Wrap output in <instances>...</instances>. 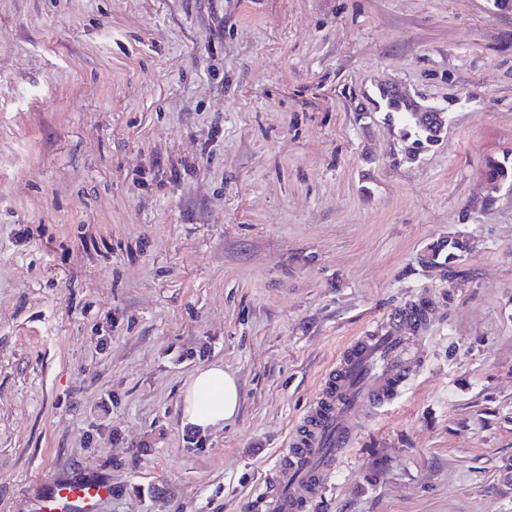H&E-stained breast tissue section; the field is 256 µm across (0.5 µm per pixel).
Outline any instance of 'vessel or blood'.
<instances>
[{
    "mask_svg": "<svg viewBox=\"0 0 512 512\" xmlns=\"http://www.w3.org/2000/svg\"><path fill=\"white\" fill-rule=\"evenodd\" d=\"M418 312L417 301L407 302L350 343L336 369L321 381L289 437L287 453L250 499V507L257 512H306L321 497L355 442L356 418L399 395L417 365L419 356L408 334ZM111 493L110 485L96 479H51L43 482L34 512H98Z\"/></svg>",
    "mask_w": 512,
    "mask_h": 512,
    "instance_id": "obj_1",
    "label": "vessel or blood"
}]
</instances>
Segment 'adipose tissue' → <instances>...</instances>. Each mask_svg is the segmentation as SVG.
<instances>
[{"label": "adipose tissue", "mask_w": 512, "mask_h": 512, "mask_svg": "<svg viewBox=\"0 0 512 512\" xmlns=\"http://www.w3.org/2000/svg\"><path fill=\"white\" fill-rule=\"evenodd\" d=\"M239 406L237 380L220 364L197 370L183 391V420L203 432L232 419Z\"/></svg>", "instance_id": "obj_1"}]
</instances>
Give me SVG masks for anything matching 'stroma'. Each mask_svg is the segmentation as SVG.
<instances>
[{
  "instance_id": "obj_1",
  "label": "stroma",
  "mask_w": 512,
  "mask_h": 512,
  "mask_svg": "<svg viewBox=\"0 0 512 512\" xmlns=\"http://www.w3.org/2000/svg\"><path fill=\"white\" fill-rule=\"evenodd\" d=\"M449 112L404 157L359 118ZM512 12L492 0H0V512H244L344 347L428 299L420 363L310 512H512ZM465 233L449 276L429 244ZM223 363L237 415L182 419ZM381 93L408 101L409 110L407 111L406 105L400 99H387ZM381 93L379 92L380 99L388 120L399 122L402 126V136L411 140L407 146L409 153L419 155L437 142L429 140L428 134L423 129L434 133L438 141L440 140L447 125L445 112L442 109L418 103L398 86L384 88ZM412 112L422 127L414 120ZM483 178L488 187L497 190L504 185L512 187V152L503 155L501 160L488 161L483 170ZM111 494V486L96 479H51L42 483V498L33 512H98Z\"/></svg>"
}]
</instances>
